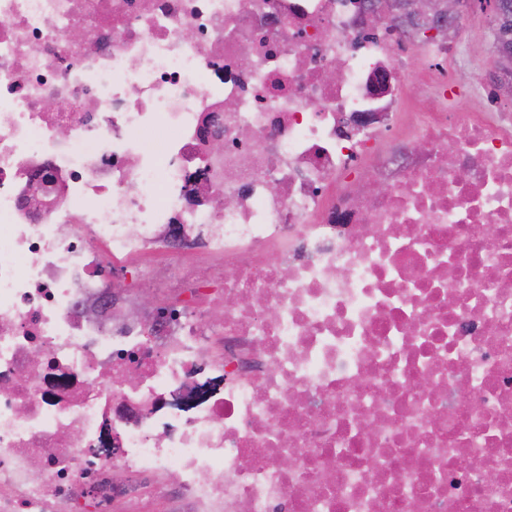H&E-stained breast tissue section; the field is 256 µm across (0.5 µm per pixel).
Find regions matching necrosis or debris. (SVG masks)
I'll return each instance as SVG.
<instances>
[{
    "label": "necrosis or debris",
    "instance_id": "4bbe7bcc",
    "mask_svg": "<svg viewBox=\"0 0 512 512\" xmlns=\"http://www.w3.org/2000/svg\"><path fill=\"white\" fill-rule=\"evenodd\" d=\"M386 5L0 0V512H512V113Z\"/></svg>",
    "mask_w": 512,
    "mask_h": 512
}]
</instances>
